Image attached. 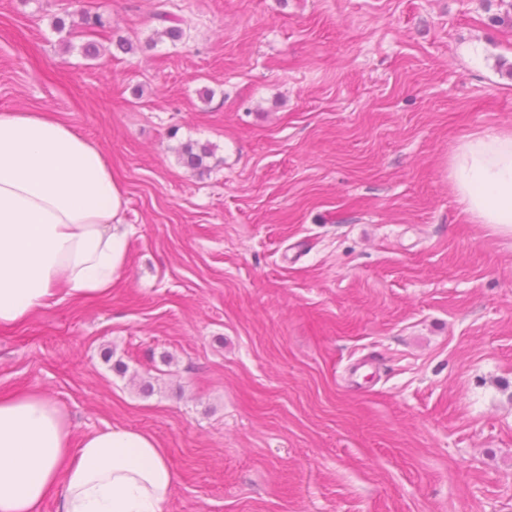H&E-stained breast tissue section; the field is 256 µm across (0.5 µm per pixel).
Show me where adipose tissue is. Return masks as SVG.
I'll return each mask as SVG.
<instances>
[{
    "instance_id": "1",
    "label": "adipose tissue",
    "mask_w": 512,
    "mask_h": 512,
    "mask_svg": "<svg viewBox=\"0 0 512 512\" xmlns=\"http://www.w3.org/2000/svg\"><path fill=\"white\" fill-rule=\"evenodd\" d=\"M448 177L464 213L512 234V129L464 137ZM126 204L102 150L42 112L0 111V326L67 297L108 292L124 270ZM175 476L149 433L116 426L74 442L40 394L0 400V512H163Z\"/></svg>"
}]
</instances>
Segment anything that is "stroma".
Instances as JSON below:
<instances>
[{
    "label": "stroma",
    "mask_w": 512,
    "mask_h": 512,
    "mask_svg": "<svg viewBox=\"0 0 512 512\" xmlns=\"http://www.w3.org/2000/svg\"><path fill=\"white\" fill-rule=\"evenodd\" d=\"M157 6L0 0V111L96 143L130 230L108 294L0 328V398L153 434L164 512H512V235L448 181L512 128L505 0H169L154 44ZM163 5H159L154 14V19L158 22L159 27L154 31L157 39L167 38L175 43L183 38V30L181 27L182 19L175 13L161 9ZM176 154L184 166L197 172H204L208 169L207 159L213 152L208 145L187 142L176 149Z\"/></svg>",
    "instance_id": "stroma-1"
}]
</instances>
